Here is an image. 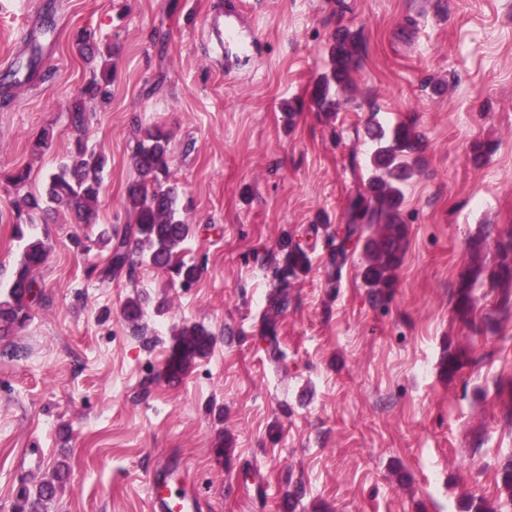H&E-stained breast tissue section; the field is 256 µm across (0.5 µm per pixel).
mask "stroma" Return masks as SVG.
Listing matches in <instances>:
<instances>
[{
  "instance_id": "obj_1",
  "label": "stroma",
  "mask_w": 512,
  "mask_h": 512,
  "mask_svg": "<svg viewBox=\"0 0 512 512\" xmlns=\"http://www.w3.org/2000/svg\"><path fill=\"white\" fill-rule=\"evenodd\" d=\"M213 2L0 0V60L35 8L60 23L47 74L0 96V282L22 257L24 194L42 192L74 141L75 105L107 158L95 223L62 208L35 217L49 250L42 296L0 341V512L61 462L68 474L46 512H147V482L167 460L206 486L200 512H282L297 487L294 512H512L497 482L512 460V316L486 281L469 321L455 307L470 238L512 225V0H243L262 54L235 77L200 34ZM85 27L114 50L105 102L78 99ZM343 30L363 55L328 118L309 94ZM372 115L423 137L403 187V261L380 300L363 248L328 280L329 243L370 174ZM153 124L172 135L193 227L181 258L201 274L189 288L145 263L109 280L90 271L109 261L101 235L127 222L133 133ZM46 129L50 148L34 151ZM479 143L489 152L477 163ZM18 170L29 174L21 191ZM284 239L311 264L273 361L259 327ZM136 296L139 334L123 316ZM196 322L211 351L169 384L173 334ZM459 346L474 363L451 376L441 359Z\"/></svg>"
}]
</instances>
